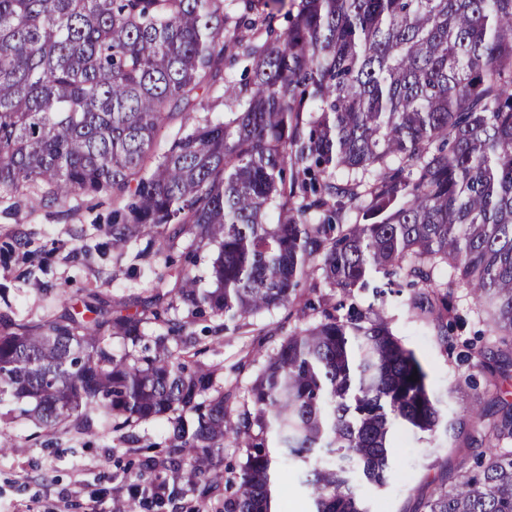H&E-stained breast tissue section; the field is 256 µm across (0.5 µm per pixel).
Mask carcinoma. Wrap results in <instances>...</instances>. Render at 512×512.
I'll return each mask as SVG.
<instances>
[{
  "label": "carcinoma",
  "mask_w": 512,
  "mask_h": 512,
  "mask_svg": "<svg viewBox=\"0 0 512 512\" xmlns=\"http://www.w3.org/2000/svg\"><path fill=\"white\" fill-rule=\"evenodd\" d=\"M218 89L224 121L154 154L166 122ZM38 183L130 197L112 211L115 249L193 225L217 249L213 287L186 268L156 293L166 331L133 363L109 340L139 338L137 312L86 301L80 317L0 323V406L89 434L164 421L172 455L130 478L190 469L196 512H271L269 438L302 465L310 512H369L359 484H387L393 429L432 442L441 417L383 311H339L371 274L389 290L398 274L425 289L414 317L446 329L463 285L494 337L498 410L468 415L466 442L489 449L424 512H512V404L497 394L512 376V0H0V191ZM317 271L339 300L309 304L320 320L283 338L231 419L167 297L242 321ZM230 434L238 470L219 467Z\"/></svg>",
  "instance_id": "cac0c4a2"
}]
</instances>
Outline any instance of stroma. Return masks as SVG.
<instances>
[{
  "label": "stroma",
  "instance_id": "stroma-1",
  "mask_svg": "<svg viewBox=\"0 0 512 512\" xmlns=\"http://www.w3.org/2000/svg\"><path fill=\"white\" fill-rule=\"evenodd\" d=\"M115 205L108 192L60 200L45 189L24 187L0 196V321L33 324L91 298L147 313L152 295L174 287L185 258H192L197 274L207 275L215 249L196 244L189 224L168 269L161 256H141V243L113 249L108 231ZM159 267L165 270L161 281L153 274ZM311 295L309 287L299 288L294 306L260 312L244 325L218 317L193 319L181 307L169 316L186 322L188 351L215 370L231 391L229 406L235 410L288 331L317 322V314L303 319L297 314ZM456 296L462 320L443 335L414 318L406 294L380 295L371 287L354 294L358 308L383 310L415 351L446 422L433 446L401 434L390 450L394 468L388 484L362 487L370 512H423L422 499L449 471L474 463L475 451L459 423L467 411L490 409L485 380L495 362L478 365L468 341L484 325L466 289H457ZM132 432L137 440L129 443L118 432L49 429L22 416L0 421V441L7 445L0 454V512H86L94 501L101 512H119L134 492L128 470L144 457L162 458L171 451L163 422L142 423Z\"/></svg>",
  "mask_w": 512,
  "mask_h": 512
}]
</instances>
